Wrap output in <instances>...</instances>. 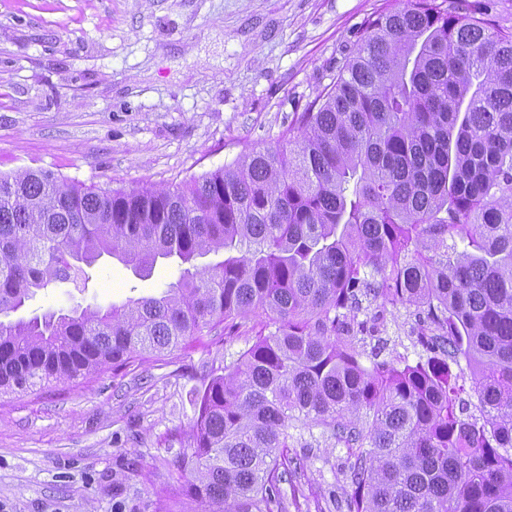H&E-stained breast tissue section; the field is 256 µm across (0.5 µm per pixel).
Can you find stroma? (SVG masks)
<instances>
[{"label":"stroma","mask_w":512,"mask_h":512,"mask_svg":"<svg viewBox=\"0 0 512 512\" xmlns=\"http://www.w3.org/2000/svg\"><path fill=\"white\" fill-rule=\"evenodd\" d=\"M401 0H0V173L43 170L100 188L174 185L275 145ZM175 261L140 277L102 257L80 289L21 309L156 296ZM217 328L171 353L0 395V512H155V459L186 448L189 400L252 344ZM343 448L293 479L347 512Z\"/></svg>","instance_id":"1"}]
</instances>
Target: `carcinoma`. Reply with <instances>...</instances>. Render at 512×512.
<instances>
[{"instance_id":"cac0c4a2","label":"carcinoma","mask_w":512,"mask_h":512,"mask_svg":"<svg viewBox=\"0 0 512 512\" xmlns=\"http://www.w3.org/2000/svg\"><path fill=\"white\" fill-rule=\"evenodd\" d=\"M282 140L162 189L0 175V392L259 320L156 462L155 512H287L316 448L348 450V512H512V33L405 0ZM104 255L187 268L158 296L10 319ZM402 308L415 361L378 336Z\"/></svg>"}]
</instances>
